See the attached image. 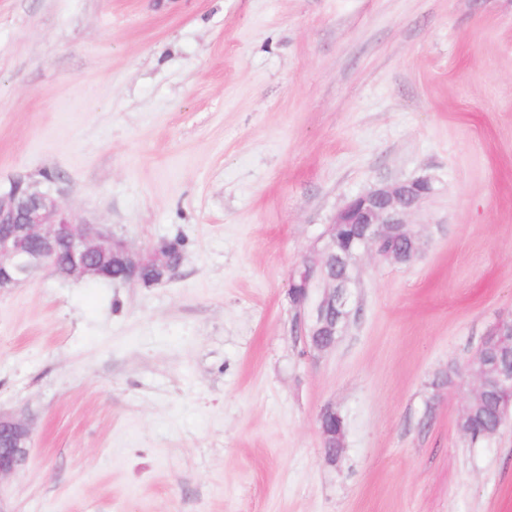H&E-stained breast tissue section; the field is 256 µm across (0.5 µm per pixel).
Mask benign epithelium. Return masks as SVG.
Here are the masks:
<instances>
[{"label": "benign epithelium", "instance_id": "1", "mask_svg": "<svg viewBox=\"0 0 512 512\" xmlns=\"http://www.w3.org/2000/svg\"><path fill=\"white\" fill-rule=\"evenodd\" d=\"M426 178L382 184L349 201L337 212L310 253L290 272L289 288L295 306L294 322L302 336H313L314 348L326 350L336 343L348 324L355 288L360 285L361 260L365 255L407 265L422 253L420 236L407 222L431 193ZM66 250L69 276L76 280H99L106 276L105 256L125 269V282L143 283V272H157L156 283L173 277L182 263V253L164 242L144 252L132 249L104 224H78L51 193L22 178L0 191V292L26 283L35 271L56 273L61 250ZM512 316L498 319L483 340L476 361L492 372L491 382L471 379L470 393L491 386L503 404V419L512 409ZM320 414L323 452L336 463V437L328 431V418ZM28 425L13 416L0 415V476L10 474L26 455Z\"/></svg>", "mask_w": 512, "mask_h": 512}]
</instances>
